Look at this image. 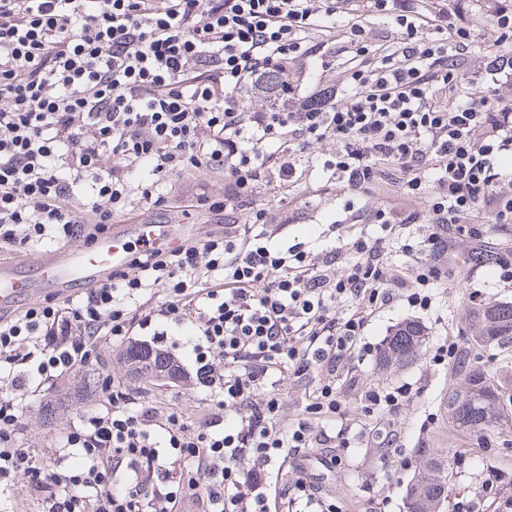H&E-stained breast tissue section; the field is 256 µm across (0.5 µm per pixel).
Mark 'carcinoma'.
Returning <instances> with one entry per match:
<instances>
[{
    "instance_id": "cac0c4a2",
    "label": "carcinoma",
    "mask_w": 512,
    "mask_h": 512,
    "mask_svg": "<svg viewBox=\"0 0 512 512\" xmlns=\"http://www.w3.org/2000/svg\"><path fill=\"white\" fill-rule=\"evenodd\" d=\"M283 74L273 69L258 82L251 85L250 100L257 110L269 109L283 102L277 88ZM471 326L476 330L473 339L486 346L505 347L512 344V301L495 300L471 309ZM424 341V330L415 322H406L388 336L378 350L379 365L388 367L409 366L415 362ZM153 354L161 366L176 369V362L168 354L154 349L148 350L140 343H130L122 352L126 359L136 355ZM462 389L448 394L455 409L452 426L475 435H484L494 430L512 427V393L506 394L483 371L461 366L458 369ZM93 396L91 383L69 387L46 401L42 416L48 420L74 403ZM424 465L414 476L407 490L408 512H440L448 501L450 492L448 460L434 448L420 449Z\"/></svg>"
}]
</instances>
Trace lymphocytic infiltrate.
<instances>
[{
    "label": "lymphocytic infiltrate",
    "instance_id": "f902f5d3",
    "mask_svg": "<svg viewBox=\"0 0 512 512\" xmlns=\"http://www.w3.org/2000/svg\"><path fill=\"white\" fill-rule=\"evenodd\" d=\"M387 20L393 48L360 18L341 40L353 66L316 86L298 108L252 111L241 91L269 69L312 55L309 36L336 16V0H0V249L39 248L80 225L125 222L133 206L127 168L145 169L149 205L160 182L205 170L223 174L224 197L197 207L224 213L219 234L172 250H135L105 282L59 302L0 318V383L53 378L89 364L99 340L116 342L157 322L190 326L197 378L220 412L189 428L180 414L106 395L98 413L50 457L16 436L17 404L0 402V484L21 487L47 512H181L186 491L156 494L166 459L191 465L205 512H268L262 490L279 462L336 444H357L343 420L336 379L360 349L369 316L402 295L429 309L442 277L448 231L487 214L512 224V191L499 185V156L512 150V95L461 92L472 59L469 27L447 0H368ZM332 140L330 178L363 194L392 184L402 207L367 215L377 235L343 249L274 248L265 209L250 193L263 171L293 178L292 155ZM112 167H103L104 157ZM426 208L427 227L407 237L406 207ZM254 221L238 223L237 212ZM403 239L410 275L385 262ZM349 258L343 273L335 266ZM162 292L161 305L143 303ZM313 380L302 412L281 424L276 378ZM407 385L364 388L365 416L393 415ZM340 420L336 436L325 422Z\"/></svg>",
    "mask_w": 512,
    "mask_h": 512
}]
</instances>
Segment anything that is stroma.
<instances>
[{
  "instance_id": "stroma-1",
  "label": "stroma",
  "mask_w": 512,
  "mask_h": 512,
  "mask_svg": "<svg viewBox=\"0 0 512 512\" xmlns=\"http://www.w3.org/2000/svg\"><path fill=\"white\" fill-rule=\"evenodd\" d=\"M328 31H314L310 40L316 51L306 64L296 67L301 92L315 85L334 83L339 71L348 65L351 56L337 53L330 46ZM334 149L332 142L311 145L295 157L296 175L292 182L283 183L277 170L265 172L253 188L252 199L257 207L266 209L271 217V246L302 244L317 251L333 245L345 230L340 223L348 211L373 208L374 198L355 194L345 182L328 178L322 169L326 154ZM159 190L167 197L166 206L146 207L138 203L137 221L147 224H188L191 236L202 239L220 231L224 216L205 209L192 208L197 193L213 198L224 194V180L201 175L197 179L170 180ZM466 237L448 236V265L437 288L430 309L412 308L403 301L376 312L365 329V341L372 351L356 355L351 364L363 381L371 384H411L415 395L397 416L367 421L359 447L349 449L342 464H329L328 449L313 448L300 453L299 460L306 476L317 484L325 497L342 506L343 512H363L374 505L375 512H406L405 495L422 459L420 449L436 448L453 465V501L442 512H456L454 500L472 487L485 482L495 485L482 505L484 512H496L498 501L512 497V433L491 432L482 436L453 430L448 422L446 398L458 388L456 375L460 362L484 370L492 380L512 376V347L483 348L476 345L468 322L471 307L491 300L512 301V281L501 277L500 261L512 262V226L502 228L486 222L468 225ZM419 323L426 339L414 364L404 368H380L377 347L393 329L404 322ZM457 342L459 359L436 366L431 357L444 339ZM171 353L184 377L179 382H145L131 374L119 360L122 344L101 341L92 365L57 377L55 382L35 379L16 391L0 389L1 398H16L20 403L17 423L24 446L38 456H47L68 433L81 427L86 416L98 411L102 395L87 403H77L57 415L52 425L40 417L42 402L52 396L55 387L80 384L85 376L121 380L126 392L143 406H163L185 418L191 427L202 425L213 413L216 404L208 390L196 379V365L186 336L168 335L160 344ZM399 455H392V448Z\"/></svg>"
}]
</instances>
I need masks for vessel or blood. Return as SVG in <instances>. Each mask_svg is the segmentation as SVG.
<instances>
[{
  "mask_svg": "<svg viewBox=\"0 0 512 512\" xmlns=\"http://www.w3.org/2000/svg\"><path fill=\"white\" fill-rule=\"evenodd\" d=\"M188 231L185 224H116L90 246L61 256L50 251L38 254L30 261L28 274H19L13 265L0 263V314L12 309L22 297H34L47 289L96 287L112 272L125 267L134 249L173 248L181 244Z\"/></svg>",
  "mask_w": 512,
  "mask_h": 512,
  "instance_id": "obj_1",
  "label": "vessel or blood"
}]
</instances>
